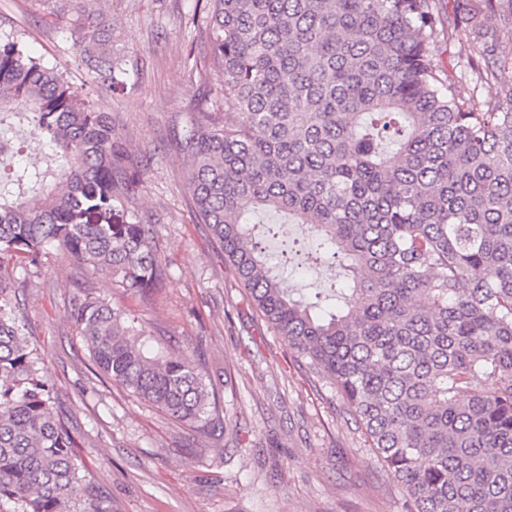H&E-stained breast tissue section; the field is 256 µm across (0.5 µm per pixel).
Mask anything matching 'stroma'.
Segmentation results:
<instances>
[{
  "instance_id": "35a3bbf8",
  "label": "stroma",
  "mask_w": 512,
  "mask_h": 512,
  "mask_svg": "<svg viewBox=\"0 0 512 512\" xmlns=\"http://www.w3.org/2000/svg\"><path fill=\"white\" fill-rule=\"evenodd\" d=\"M72 8L71 0H0V25L25 27L29 52L79 89L91 84L94 64L63 37ZM86 9L106 16L112 54L126 72L122 92L101 90L93 100L142 173L127 208L151 225L167 285L142 299L53 247L35 266L0 262V280L74 433L83 476L109 512H406L402 487L377 464L335 387L273 332L194 218L188 163L174 136L189 101L217 75L184 67L191 0H88ZM436 60L477 108L512 104L502 96L512 69L477 83L454 41L440 44ZM282 275L309 295L346 283L340 265L310 259ZM87 297L126 312L168 351L193 354L230 428L199 432L104 377L69 319Z\"/></svg>"
}]
</instances>
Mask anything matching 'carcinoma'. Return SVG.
<instances>
[{"instance_id":"1","label":"carcinoma","mask_w":512,"mask_h":512,"mask_svg":"<svg viewBox=\"0 0 512 512\" xmlns=\"http://www.w3.org/2000/svg\"><path fill=\"white\" fill-rule=\"evenodd\" d=\"M184 65L222 74L175 136L188 191L270 328L333 382L407 512H512V108L476 109L435 62L458 42L488 82L500 0H196ZM124 85L112 43L69 29ZM27 114L52 165L0 180V257L47 245L139 297L166 286L152 229L112 216L140 183L108 113L0 33V112ZM283 213L320 238L351 286L333 312L295 298L254 242ZM98 369L170 418L210 433L220 407L186 353L154 352L127 314L86 298L69 314ZM24 328L0 286V505L106 512L80 475Z\"/></svg>"}]
</instances>
